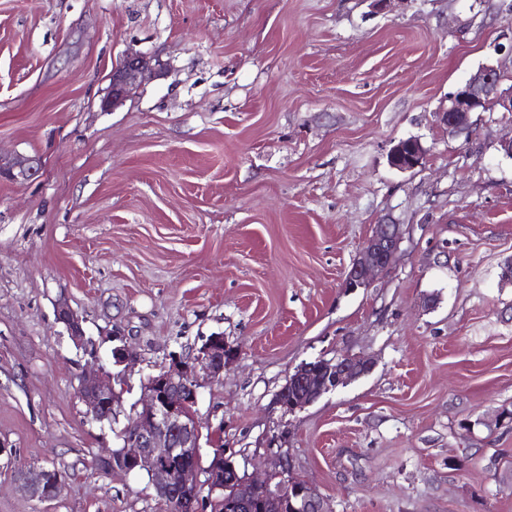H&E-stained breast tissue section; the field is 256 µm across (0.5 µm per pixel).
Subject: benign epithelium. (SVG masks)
<instances>
[{"label": "benign epithelium", "mask_w": 512, "mask_h": 512, "mask_svg": "<svg viewBox=\"0 0 512 512\" xmlns=\"http://www.w3.org/2000/svg\"><path fill=\"white\" fill-rule=\"evenodd\" d=\"M150 71V58L146 55L126 56L112 70L103 107L113 108L121 103ZM502 74L499 67L484 65L448 95V107L438 117L449 134H468L471 113L480 105L488 112H512V85L503 87ZM426 153L420 140H400L390 150L388 161L398 171H411L421 166ZM38 173L39 164L34 158L6 159L0 155V180L26 182ZM400 240V225L391 220L374 225L359 258L346 273V284L351 288L369 285L376 271L391 264ZM57 321L65 326L75 348L88 345L82 320L70 306L62 304L57 308ZM232 357L224 337L211 336L191 361L173 360L148 376L141 384L140 398L132 405L133 415L126 416L120 448L106 451L98 456L97 462L108 472L146 471L154 493L173 502L177 512H203L202 487L224 500V512H249L255 504L260 505V512H327L318 490L292 477L285 454H278L275 468L261 480L239 471L224 457L222 448L215 449L210 465L201 469L202 432L195 410L199 374L210 378L223 375ZM371 368L372 361L353 355L325 360L315 371L303 364L294 376L303 390L290 397L283 389L277 395V403L289 411L305 408L323 394L365 375ZM79 396L86 414L98 422L125 413L121 392L116 390L115 377L109 371L82 376ZM202 473L203 482L199 479ZM19 482L31 497L50 500L60 495L66 479L57 469L41 467Z\"/></svg>", "instance_id": "7a95c632"}]
</instances>
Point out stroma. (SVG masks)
<instances>
[{
	"mask_svg": "<svg viewBox=\"0 0 512 512\" xmlns=\"http://www.w3.org/2000/svg\"><path fill=\"white\" fill-rule=\"evenodd\" d=\"M135 52L156 77L103 108ZM486 64L512 75V0H0V153L42 167L0 181V512H166L146 472L96 470L120 442L79 379L116 368L129 407L212 335L236 356L201 379L203 464L285 450L328 512H512V112L437 119ZM386 218L393 262L348 287ZM347 353L371 372L276 404ZM51 462L61 495L30 498L16 470ZM405 140L398 141L388 156L390 166L401 172L411 171L421 166L427 153L419 139ZM57 321L65 326L75 348L82 349L88 345L90 341L85 335L82 320L70 306L62 304L57 308Z\"/></svg>",
	"mask_w": 512,
	"mask_h": 512,
	"instance_id": "stroma-1",
	"label": "stroma"
}]
</instances>
